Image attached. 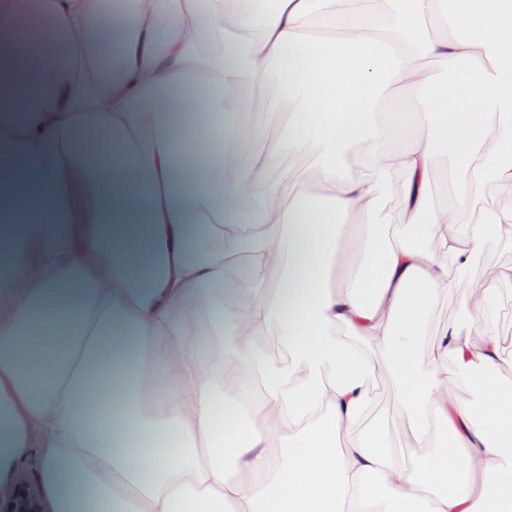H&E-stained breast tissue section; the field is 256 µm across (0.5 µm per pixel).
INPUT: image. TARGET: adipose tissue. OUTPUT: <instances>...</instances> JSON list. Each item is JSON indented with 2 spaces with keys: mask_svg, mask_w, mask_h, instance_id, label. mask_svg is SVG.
Masks as SVG:
<instances>
[{
  "mask_svg": "<svg viewBox=\"0 0 512 512\" xmlns=\"http://www.w3.org/2000/svg\"><path fill=\"white\" fill-rule=\"evenodd\" d=\"M441 2L134 0L111 25L100 0H0V490L33 456L42 512H512V343L487 322L512 265L478 263L512 251V204L489 201L512 193V0ZM205 13L227 34L207 56ZM62 37L97 91L36 60ZM257 83L296 104L277 136L249 119ZM393 89L424 111L378 114ZM315 145L328 210L281 169ZM228 250L249 258L232 275ZM451 294L466 322L428 335ZM38 308L63 350L33 348ZM127 334L100 421L89 368ZM383 375L392 425L432 442L407 462L356 429Z\"/></svg>",
  "mask_w": 512,
  "mask_h": 512,
  "instance_id": "1",
  "label": "adipose tissue"
}]
</instances>
